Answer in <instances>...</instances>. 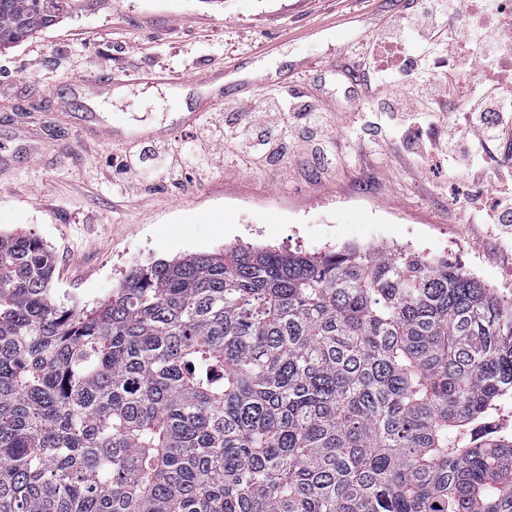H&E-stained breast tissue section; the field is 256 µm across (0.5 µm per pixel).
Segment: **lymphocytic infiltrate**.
<instances>
[{
    "label": "lymphocytic infiltrate",
    "instance_id": "lymphocytic-infiltrate-1",
    "mask_svg": "<svg viewBox=\"0 0 512 512\" xmlns=\"http://www.w3.org/2000/svg\"><path fill=\"white\" fill-rule=\"evenodd\" d=\"M503 19L496 0H416L404 23L359 48L357 66L370 90L360 102L370 127L365 157L382 161L399 141L414 169L436 158L447 161L474 187L469 221L501 225L503 235L512 236V67L500 50ZM443 31L452 73L480 72L475 91L458 103L450 101L446 75L427 48ZM224 141L244 155L310 157L329 169L339 159L327 113L295 89L255 98L236 123L225 125ZM494 143L501 152L488 155ZM151 169L177 182L193 177L191 165L163 144L112 158L116 178L128 187ZM488 183L493 191L487 198L482 188Z\"/></svg>",
    "mask_w": 512,
    "mask_h": 512
}]
</instances>
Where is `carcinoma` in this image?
I'll use <instances>...</instances> for the list:
<instances>
[{"instance_id":"cac0c4a2","label":"carcinoma","mask_w":512,"mask_h":512,"mask_svg":"<svg viewBox=\"0 0 512 512\" xmlns=\"http://www.w3.org/2000/svg\"><path fill=\"white\" fill-rule=\"evenodd\" d=\"M85 0H0V48ZM0 235V512H512V295L402 248L159 260L85 312Z\"/></svg>"}]
</instances>
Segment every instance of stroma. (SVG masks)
<instances>
[{
    "label": "stroma",
    "instance_id": "obj_1",
    "mask_svg": "<svg viewBox=\"0 0 512 512\" xmlns=\"http://www.w3.org/2000/svg\"><path fill=\"white\" fill-rule=\"evenodd\" d=\"M409 11L401 0H89L0 50V234L39 238L54 300L84 311L136 268L230 246L402 247L511 294L512 246L499 225L468 221L463 174L440 161L414 170L397 146L374 168L361 155L353 53ZM144 69L180 81H132ZM213 72L233 92H215ZM106 75L113 84L91 93ZM287 86L329 113L342 150L332 171L230 152L179 184L151 173L113 187L109 155L189 150L209 119Z\"/></svg>",
    "mask_w": 512,
    "mask_h": 512
}]
</instances>
